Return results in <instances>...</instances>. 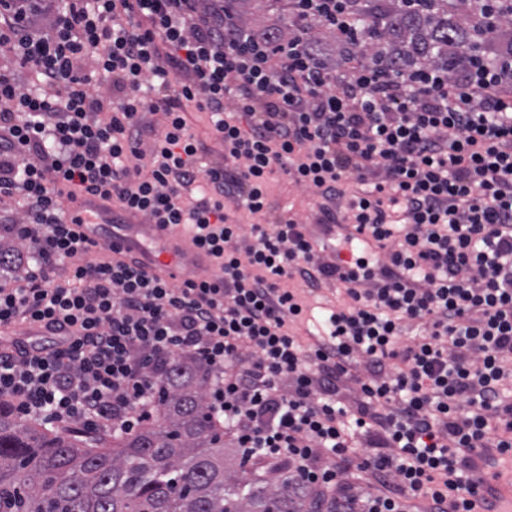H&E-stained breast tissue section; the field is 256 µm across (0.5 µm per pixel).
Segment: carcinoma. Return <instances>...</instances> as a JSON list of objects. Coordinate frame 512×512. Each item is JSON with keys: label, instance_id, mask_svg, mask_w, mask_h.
Returning <instances> with one entry per match:
<instances>
[{"label": "carcinoma", "instance_id": "obj_1", "mask_svg": "<svg viewBox=\"0 0 512 512\" xmlns=\"http://www.w3.org/2000/svg\"><path fill=\"white\" fill-rule=\"evenodd\" d=\"M354 2L374 62L394 74L420 60L453 72L463 45L476 61L486 52L458 0H417L403 12ZM208 388L196 366L173 360L151 420L112 433L110 444L78 427L52 429L0 399V512H306L308 496L288 473L269 484L224 446Z\"/></svg>", "mask_w": 512, "mask_h": 512}]
</instances>
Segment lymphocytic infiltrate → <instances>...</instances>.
Listing matches in <instances>:
<instances>
[{"label":"lymphocytic infiltrate","mask_w":512,"mask_h":512,"mask_svg":"<svg viewBox=\"0 0 512 512\" xmlns=\"http://www.w3.org/2000/svg\"><path fill=\"white\" fill-rule=\"evenodd\" d=\"M508 1L482 0L496 62L386 77L311 49L314 23L359 38L350 0H289L301 25L283 37L244 27L239 0H65L43 30L36 0H0V49L17 63L0 68V198L25 204L0 231L28 247L20 276L0 279V327L52 337L0 348V397L50 425L130 433L179 354L207 374L243 459L286 458L317 512H502L475 469L493 448L512 475ZM23 68L37 88L21 87ZM192 109L209 113L224 163L202 165ZM278 174L339 222L335 261L295 219L265 224ZM84 192L184 228L207 272L175 285L91 248L69 215ZM235 198L249 225L229 221ZM297 277L344 291L308 345L291 329L308 313Z\"/></svg>","instance_id":"1"}]
</instances>
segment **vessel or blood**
Segmentation results:
<instances>
[{
  "label": "vessel or blood",
  "instance_id": "b4317fda",
  "mask_svg": "<svg viewBox=\"0 0 512 512\" xmlns=\"http://www.w3.org/2000/svg\"><path fill=\"white\" fill-rule=\"evenodd\" d=\"M115 210L114 202L91 194L79 195L70 206L79 222L77 230L89 244L112 247L116 256L137 260L150 274L182 279L204 264V256L193 251L179 231L144 223L133 212L127 213L125 224L113 226L111 236H103L102 227L111 224Z\"/></svg>",
  "mask_w": 512,
  "mask_h": 512
}]
</instances>
